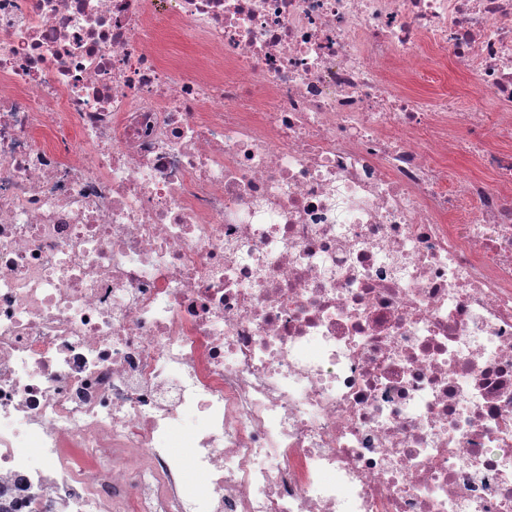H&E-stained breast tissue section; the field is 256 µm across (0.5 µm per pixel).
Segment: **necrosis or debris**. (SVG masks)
Listing matches in <instances>:
<instances>
[{"label": "necrosis or debris", "mask_w": 512, "mask_h": 512, "mask_svg": "<svg viewBox=\"0 0 512 512\" xmlns=\"http://www.w3.org/2000/svg\"><path fill=\"white\" fill-rule=\"evenodd\" d=\"M0 507L512 512V0H0ZM430 81L421 87L422 91L433 93L447 90L448 94H464L466 90H472V85L467 81L466 77L451 69L439 72Z\"/></svg>", "instance_id": "necrosis-or-debris-1"}]
</instances>
